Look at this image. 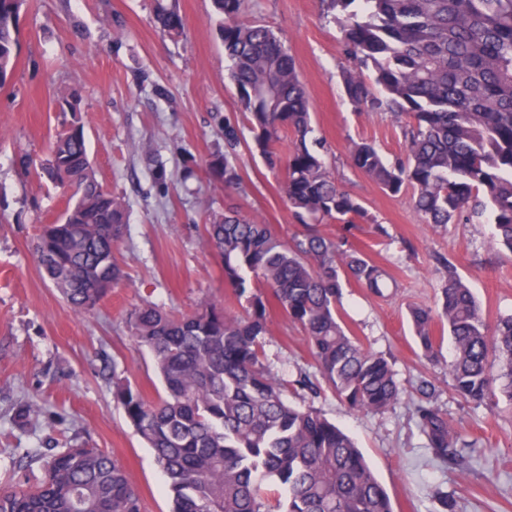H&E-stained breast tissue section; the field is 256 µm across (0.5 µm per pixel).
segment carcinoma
Returning a JSON list of instances; mask_svg holds the SVG:
<instances>
[{"instance_id":"obj_1","label":"carcinoma","mask_w":512,"mask_h":512,"mask_svg":"<svg viewBox=\"0 0 512 512\" xmlns=\"http://www.w3.org/2000/svg\"><path fill=\"white\" fill-rule=\"evenodd\" d=\"M22 2L0 0V88L14 71ZM327 2L342 13L343 50L353 61L340 72L348 100L406 120L404 156L389 160L361 142L352 147V166L384 192L410 196L431 228L490 211L492 245L512 252V0ZM245 5L213 0L228 78L253 133L251 151L284 171L288 206L303 232L288 242L236 207L212 213L203 242L222 258L224 283L241 310L209 299L181 317L150 303L132 310L126 326L149 352L164 393L149 400L115 373L112 398L153 448L170 512H393L352 438L314 409L288 404L284 383L263 362L276 310L304 330L319 373L301 371L293 385L317 397L324 384L363 413L385 412L403 393L392 364L353 336L340 314L346 286L381 296L391 282L383 265L349 243L371 217L311 138L295 59L268 25L243 18ZM155 16L163 34H182L176 0H155ZM240 143L239 126L224 118V151L205 162L229 191L242 181ZM18 166L72 191L61 219L41 226L32 250L67 308L95 309L124 278L115 251L128 232L127 209L96 180L81 118L56 134L45 158L23 154ZM332 223L340 226L334 237L320 229ZM442 270L437 309L411 311L423 355L433 357L449 339L448 376L461 399L512 400V314L488 322L453 263L443 260ZM420 391L414 416L434 456L463 465L478 440L451 425L429 386ZM40 413L21 403L14 422L23 427ZM25 457L44 460V477L35 486L1 487L0 512H142L126 468L104 450L35 449Z\"/></svg>"}]
</instances>
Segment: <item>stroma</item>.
Listing matches in <instances>:
<instances>
[{"mask_svg": "<svg viewBox=\"0 0 512 512\" xmlns=\"http://www.w3.org/2000/svg\"><path fill=\"white\" fill-rule=\"evenodd\" d=\"M179 3L185 33L176 39L161 37L153 0H25L21 10L16 68L0 89V487L14 481L22 449L76 444L126 465L143 512H169L166 478L151 448L112 401L108 379L115 371L148 399L161 390L125 318L147 302L176 315L192 313L206 297L235 306L220 258L203 245L210 212L237 204L284 238L300 230L283 173L247 149L249 127L241 129L240 189L225 192L223 181L206 174L205 160L224 147V118L239 105L211 0ZM247 15L277 31L294 56L327 164L386 230L381 237L357 231L355 242L393 277L381 297L346 288L343 317L366 347L392 361L405 390L399 403L366 414L330 394L292 393L289 401L314 406L354 437L394 512H434L439 491L455 497L458 512H512V400L499 397L492 408L459 400L448 380L449 349L425 358L408 315L412 306L437 304L443 257L468 281L487 321L512 313V254L491 248L493 226L484 221L424 227L408 197L385 194L351 168L352 143L370 142L393 158L403 155L405 139L389 114L364 113L346 99L340 70L347 59L334 13L319 0H248ZM63 87L80 94L97 180L129 214V235L116 253L125 279L89 314L66 308L31 254L39 226L62 215L69 194L17 166L20 154L45 156L52 135L69 121L56 101ZM144 144L164 164L166 186L156 183ZM264 351L278 377L315 370L302 329L281 313L272 315ZM424 380L434 385L436 404L478 439L468 470L436 460L412 418ZM25 397L63 423L13 426V408Z\"/></svg>", "mask_w": 512, "mask_h": 512, "instance_id": "obj_1", "label": "stroma"}]
</instances>
